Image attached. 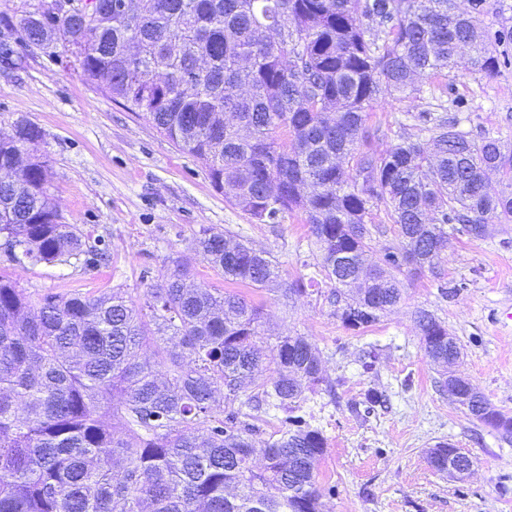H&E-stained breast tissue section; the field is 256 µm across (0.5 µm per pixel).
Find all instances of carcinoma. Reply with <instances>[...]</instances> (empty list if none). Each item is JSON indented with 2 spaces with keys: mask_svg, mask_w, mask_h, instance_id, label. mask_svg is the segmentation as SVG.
<instances>
[{
  "mask_svg": "<svg viewBox=\"0 0 512 512\" xmlns=\"http://www.w3.org/2000/svg\"><path fill=\"white\" fill-rule=\"evenodd\" d=\"M475 10L455 0H110L91 17L44 7L18 20L28 43L67 48L85 78L142 112L205 167L214 188L263 224L305 216L317 266L335 288L333 315L366 331L403 298L401 275L435 271L448 232L480 239L512 222V153L477 141L445 112L413 116L417 133L364 148L366 112L418 98L424 75H447L464 52L491 78L500 60ZM42 132L24 118L0 133L10 167ZM398 243L366 265L373 211ZM0 239L11 260L68 262L82 234L48 196L47 164L28 158L0 183ZM192 250L224 279L264 288L272 256L202 228ZM188 263L154 281L140 305L117 292L43 295L0 277V512H318L322 433L297 414L323 382L303 336L259 346L260 312L236 292L187 287ZM422 348L442 367L460 352L435 316L417 314ZM268 376L250 388L253 373ZM284 413L254 457L256 422ZM468 414L500 429L512 418L478 399Z\"/></svg>",
  "mask_w": 512,
  "mask_h": 512,
  "instance_id": "cac0c4a2",
  "label": "carcinoma"
}]
</instances>
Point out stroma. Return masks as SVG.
<instances>
[{
	"label": "stroma",
	"instance_id": "stroma-1",
	"mask_svg": "<svg viewBox=\"0 0 512 512\" xmlns=\"http://www.w3.org/2000/svg\"><path fill=\"white\" fill-rule=\"evenodd\" d=\"M37 2L0 0V31L15 62L0 67V131L10 132L21 117L41 129V140L28 150L47 162L52 202L61 222L82 229L85 252L66 264L32 265L12 262L0 250V276L26 288L34 304L47 293L99 295L116 288L138 303L158 274L188 255L201 227L230 229L274 256L276 289L226 281L198 259L192 262L195 282L258 306L264 343L301 335L323 356L322 374L332 390L309 395L301 405L327 441L316 480L335 492L321 497L320 512H512V444L440 390L416 322L419 310L434 312L461 345V373L512 417V331L494 321L497 310L512 307V223L489 225L482 239L451 238L438 274L406 278L401 303L366 332L347 329L333 315L322 297L328 280H321L320 293L283 303L282 289L318 274L303 215L258 223L227 202L202 164L145 114L87 82L70 53L50 56L24 43L10 25ZM505 51L507 61L494 77L472 73L462 60L434 79V94L373 108L365 120L373 149L397 143L407 113L428 111L438 99L457 100L451 114L461 129L512 147V44ZM101 250L109 263H95ZM443 284L457 287V294L441 298ZM369 344L379 352L370 372L358 360ZM370 388L382 392L384 402L368 411L359 403ZM440 441L471 457L463 479L429 465L426 450Z\"/></svg>",
	"mask_w": 512,
	"mask_h": 512
}]
</instances>
